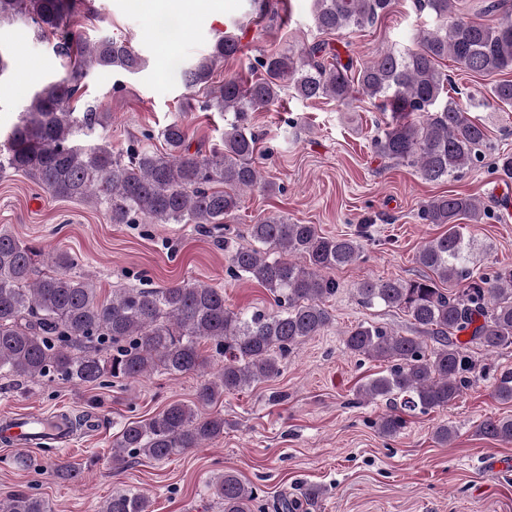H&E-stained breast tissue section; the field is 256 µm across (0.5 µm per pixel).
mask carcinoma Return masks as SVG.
<instances>
[{
  "label": "carcinoma",
  "mask_w": 512,
  "mask_h": 512,
  "mask_svg": "<svg viewBox=\"0 0 512 512\" xmlns=\"http://www.w3.org/2000/svg\"><path fill=\"white\" fill-rule=\"evenodd\" d=\"M455 3L416 0L441 24L420 32L413 46L390 48L357 69L327 43L314 42L297 55L255 60L248 68L258 66L262 73L250 83L231 76L214 85L217 62L240 52L237 36L222 35L209 55L178 68L186 88H206V108L231 114L220 144L205 155L190 152L188 129L175 120L159 131L165 152L138 146L116 155L105 146L73 144L78 134L104 122L75 115L71 102L89 67L135 73L143 60L122 40L85 45L73 29L77 0H0V23L30 20L39 36L50 35L68 49L65 56L73 48L78 56L67 61L64 78L34 94L0 154V171L21 172L54 198L103 210L114 224H222L238 210L242 193L262 185L252 113L273 105L288 88L305 100L345 102L356 93L367 95L388 113L373 139L378 156L416 168L427 182L457 177L480 165L491 145L486 127L472 116L473 106L449 95L441 61L450 57L460 68L486 76L512 71V6L508 0L490 3L487 11L505 13L491 26L454 17ZM393 5L394 0H314L313 22L321 33H339L375 23ZM490 92L494 101L512 106V79L493 83ZM486 216L485 207L468 195L428 200L421 220L448 226L416 255L431 274L359 284L363 306L402 310L435 342L425 352L414 336L367 322L352 326L345 347L387 364L383 374L359 387L360 395L398 400L410 411L444 409L470 385L473 364L459 334L471 332L470 341L490 352L512 346V266L483 268L461 223L477 224ZM246 232L260 248L224 239L229 270L265 288L272 310L234 311L224 304L223 289L200 283L117 288L103 297L93 277L71 274L75 259L69 251L24 243L0 227V378L108 385L154 372H198L204 380L196 401L211 404L279 377L288 354L332 323L326 302L338 284L324 271L352 264L361 245L355 237L326 236L314 224H292L277 215L247 225ZM445 282L453 287H441ZM212 341L224 355L216 373L208 372L211 361L201 348ZM56 422L63 430L38 444L55 443L83 426V419L65 415ZM404 425L401 415L390 412L379 429L396 435ZM223 434L224 415L202 417L189 404L171 403L123 425L112 439V467H124L134 455L167 461ZM479 434L511 443L512 418H490ZM14 463L37 474L49 470L62 480L77 477L75 466L59 459L42 462L18 454ZM207 487L224 512H252L257 493L233 472L211 477ZM274 508L304 512V502L283 495ZM0 512L52 509L41 494L21 492L0 500ZM99 512H151V501L141 491L119 489Z\"/></svg>",
  "instance_id": "cac0c4a2"
}]
</instances>
